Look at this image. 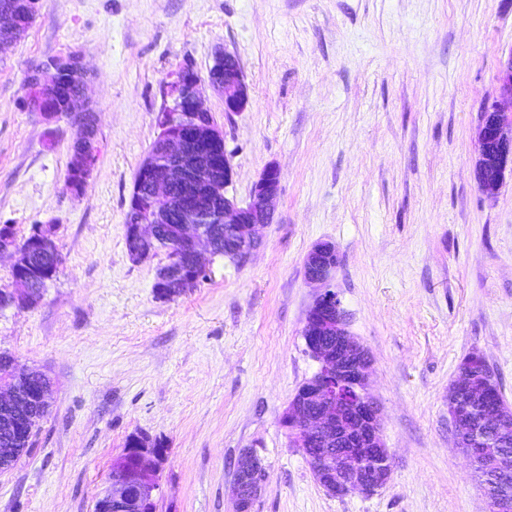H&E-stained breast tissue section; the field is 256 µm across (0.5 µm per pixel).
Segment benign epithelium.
<instances>
[{
	"label": "benign epithelium",
	"instance_id": "obj_1",
	"mask_svg": "<svg viewBox=\"0 0 512 512\" xmlns=\"http://www.w3.org/2000/svg\"><path fill=\"white\" fill-rule=\"evenodd\" d=\"M63 67L84 70L81 58L69 54L49 62L37 76L42 85L53 86L56 73ZM209 85L224 95V112L230 116L248 103V86L238 57L229 51L216 54ZM203 82L193 65L185 64L172 74L166 85L164 104L156 115L162 139L161 153L170 160L164 175L157 174V159L149 154L137 169L133 187L134 203L144 207L143 215L127 225L126 245L129 257L139 262L149 256L148 244L157 237L160 208L166 204L170 189L184 182H208L224 171V187L233 183L234 170L224 133L211 113L203 118L167 120V112H204ZM475 177L481 192L492 197L504 185L506 173L512 174V51L502 63L498 76V96L481 113L478 127ZM196 142L212 146L208 155L188 159L187 149ZM98 156L96 133L84 129L73 167L80 185H69L75 195L82 194L89 182ZM280 171L271 165L254 183L249 201L241 205L224 193L212 198V211L198 212L183 222L166 214V222L178 225L176 239L184 253L182 264L157 271L159 282L186 283L194 273L206 269L201 250L214 251L205 226L217 222L231 246L224 252L245 264L262 242V229L272 222L279 195ZM57 250L54 226L39 224L23 242L11 234L0 235V254L10 253L17 288L0 294V304L19 309L35 306L46 282L54 277V268L44 267L33 274V254L51 256ZM337 254L330 242L312 247L305 259L308 282L322 291L309 309L302 330L306 353L317 370L298 390L281 418L288 437L305 453L318 449L321 460L314 478L331 497L352 492L370 496L383 488L391 475L390 453L381 436L382 416L369 393L370 358L365 348L347 329L342 304L329 282L336 270ZM26 386L0 384V411L21 432L19 442L33 435V422L46 412L49 382L45 375L25 372ZM455 438L470 462L481 467L482 490L494 512H512V494L504 491L500 476L512 472V455L499 451L512 437V408L498 404L475 418L451 417ZM166 449L158 439L144 432L133 433L128 445L112 460L108 488L98 497L95 512H157L160 492V468ZM268 479L263 458L253 448L243 449L233 479V512H252Z\"/></svg>",
	"mask_w": 512,
	"mask_h": 512
}]
</instances>
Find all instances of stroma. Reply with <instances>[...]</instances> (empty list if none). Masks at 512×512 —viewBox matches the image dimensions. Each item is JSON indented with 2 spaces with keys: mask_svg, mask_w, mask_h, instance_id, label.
I'll list each match as a JSON object with an SVG mask.
<instances>
[{
  "mask_svg": "<svg viewBox=\"0 0 512 512\" xmlns=\"http://www.w3.org/2000/svg\"><path fill=\"white\" fill-rule=\"evenodd\" d=\"M220 50L249 88L232 116L204 91L233 153L228 193L247 201L273 165L279 198L248 263L211 258L205 280L165 300L167 254L132 262L124 218L165 83L187 62L207 77ZM511 51L512 0H40L0 49V222L21 236L54 225L62 262L36 306L0 308V353L51 385L29 450L0 471V512H94L139 431L168 448L158 512H230L252 446L269 472L255 512H488L448 387L476 352L512 405V178L490 198L474 177L480 112ZM72 52L99 147L79 196L73 125L47 128L22 91ZM324 241L391 456L371 496H328L281 425L316 370L304 261Z\"/></svg>",
  "mask_w": 512,
  "mask_h": 512,
  "instance_id": "stroma-1",
  "label": "stroma"
}]
</instances>
